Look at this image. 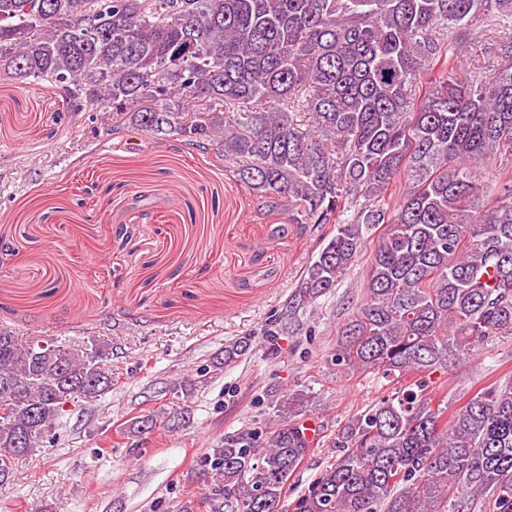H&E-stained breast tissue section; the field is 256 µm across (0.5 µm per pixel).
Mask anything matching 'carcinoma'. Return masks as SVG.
Returning a JSON list of instances; mask_svg holds the SVG:
<instances>
[{"label":"carcinoma","mask_w":512,"mask_h":512,"mask_svg":"<svg viewBox=\"0 0 512 512\" xmlns=\"http://www.w3.org/2000/svg\"><path fill=\"white\" fill-rule=\"evenodd\" d=\"M499 15L512 18V0H0V77L100 109L107 135L206 145L259 209L301 231L335 226L298 304L332 292L386 226L335 361L397 386L345 422L341 454L292 507L288 483L314 444L300 394L267 440L224 437L204 458L209 512H472L479 499L512 512V379L449 418L426 380L512 335V41L485 77H456L475 21ZM251 102L267 108L232 111ZM39 343L0 328V483L22 435L25 454L37 448L35 420L52 427L72 397L112 387L110 343ZM249 348L225 345L223 365Z\"/></svg>","instance_id":"carcinoma-1"}]
</instances>
